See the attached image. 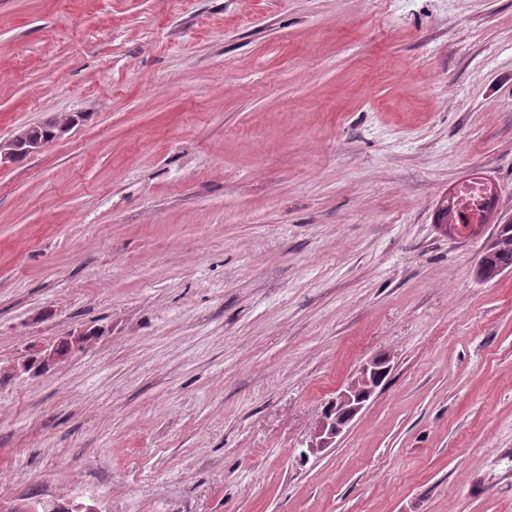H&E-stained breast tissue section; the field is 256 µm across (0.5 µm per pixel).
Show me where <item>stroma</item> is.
I'll list each match as a JSON object with an SVG mask.
<instances>
[{
    "label": "stroma",
    "mask_w": 512,
    "mask_h": 512,
    "mask_svg": "<svg viewBox=\"0 0 512 512\" xmlns=\"http://www.w3.org/2000/svg\"><path fill=\"white\" fill-rule=\"evenodd\" d=\"M66 115L0 165V501L512 512V0H0V142ZM457 200H463L466 207L462 209L468 217L477 216L480 211L489 209L495 205V197L488 194L485 184L480 180H469L460 184L457 193ZM512 271V221L496 224L476 269L478 279L488 281ZM375 357L367 360L358 369L357 375L348 386L336 395V398L330 401L331 404H347L350 406V419L344 424L339 425L336 422V427L332 424L330 419L323 416L317 425V428L307 445V451L303 452V456L316 455L324 448L329 447L335 439L341 435L345 428L354 420L358 413L363 409L365 403L375 394L379 385L372 387L371 391L365 397L360 396L359 387L365 382L369 381L370 374L375 371L374 369Z\"/></svg>",
    "instance_id": "35a3bbf8"
}]
</instances>
